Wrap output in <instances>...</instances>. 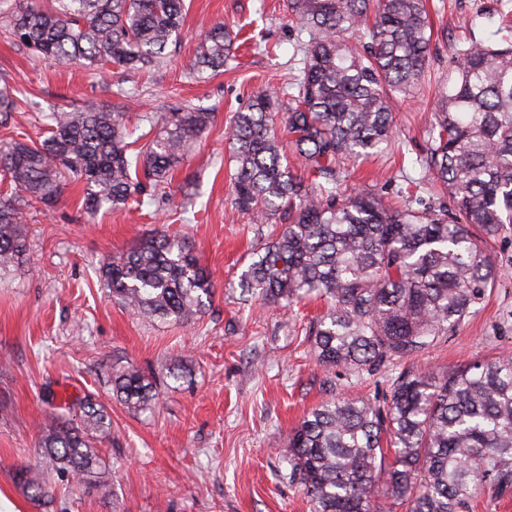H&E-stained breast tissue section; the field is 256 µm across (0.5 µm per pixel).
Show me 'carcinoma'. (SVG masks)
Segmentation results:
<instances>
[{
	"label": "carcinoma",
	"instance_id": "obj_1",
	"mask_svg": "<svg viewBox=\"0 0 512 512\" xmlns=\"http://www.w3.org/2000/svg\"><path fill=\"white\" fill-rule=\"evenodd\" d=\"M53 2L49 10L21 3L0 22L16 44L58 65L94 71L113 62L148 73L182 39L184 0ZM287 9L308 34L297 93L282 114L278 97L257 91L226 134L235 209L276 226L240 287L290 308L325 300L328 311L311 331L317 362L373 372L433 347L499 282L489 245L512 224V6L506 0L498 11L501 41H464L438 84L422 158L428 180L449 198L436 206L412 194L399 206L354 187L345 167L392 147L393 97L413 92L429 61L423 0H287ZM233 45L229 28H211L193 71L218 72ZM17 94L0 77L1 117L18 111ZM124 116L91 102L47 116L49 136L38 143L0 145V170L14 187L0 197V272L25 251L26 210L53 208L69 179L84 181L90 212L123 209L146 187L162 188L211 122L203 109L168 112L134 150ZM301 168L317 181L306 183ZM100 277L138 315L185 326L212 296L186 242L161 229L106 258ZM158 384L131 366L112 375V395L145 411ZM68 412L42 428L46 466L14 475L45 505L53 502L50 469L83 478L89 490L109 475L94 446L112 431L107 406L88 397ZM288 463L313 512H465L487 493L503 496L512 491V359L407 369L382 396L323 402L288 434Z\"/></svg>",
	"mask_w": 512,
	"mask_h": 512
}]
</instances>
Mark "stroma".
<instances>
[{
  "mask_svg": "<svg viewBox=\"0 0 512 512\" xmlns=\"http://www.w3.org/2000/svg\"><path fill=\"white\" fill-rule=\"evenodd\" d=\"M437 37L424 83L394 107L395 144L358 162L351 183L400 199L421 182L434 85L459 40L490 39L501 0H426ZM236 35L222 72L198 76L191 65L214 25ZM306 33L285 0H185L183 40L152 73L112 65L103 73L58 66L14 44L0 26V75L24 94L0 143L47 135L46 116L89 101L127 107L134 136L186 106L214 120L172 174L162 199L139 197L125 209L88 217L84 186L72 182L50 210L26 217V254L0 275V512H311L288 479V434L324 401L388 391L402 363L358 374L320 366L309 327L320 300L288 310L243 293L239 275L268 240L231 205L233 167L225 130L259 88L287 98ZM184 238L211 277V306L190 327L134 314L107 295L99 265L156 228ZM498 286L456 331L420 354V370L446 371L512 357V225L494 245ZM188 380L157 389L151 410L133 412L112 396V372L127 366L159 376L174 359ZM107 403L112 434L100 456L112 474L103 492L77 478L56 484L52 508L38 506L13 479L41 460L40 427L58 411L47 391Z\"/></svg>",
  "mask_w": 512,
  "mask_h": 512,
  "instance_id": "stroma-1",
  "label": "stroma"
}]
</instances>
